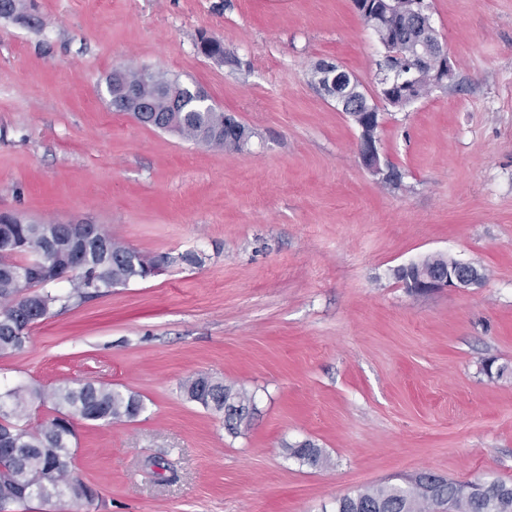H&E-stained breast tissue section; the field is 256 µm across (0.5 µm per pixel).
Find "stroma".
Listing matches in <instances>:
<instances>
[{"instance_id":"1","label":"stroma","mask_w":512,"mask_h":512,"mask_svg":"<svg viewBox=\"0 0 512 512\" xmlns=\"http://www.w3.org/2000/svg\"><path fill=\"white\" fill-rule=\"evenodd\" d=\"M425 2L454 79L380 104L396 186L311 78L331 61L377 96L384 48L352 0H31L32 20L0 17V212L203 258L54 312L0 356L2 383L93 381L146 405L79 424L93 505L19 512H334L420 472L512 482V0ZM203 32L227 59L201 53ZM116 67L200 86L253 138L231 152L113 112ZM437 254L483 282L405 288L398 268ZM201 372L255 393L239 433L181 392ZM305 439L326 466L289 456ZM358 154L362 166L373 176L386 181L389 175V162L385 158L378 137L362 133L358 144Z\"/></svg>"}]
</instances>
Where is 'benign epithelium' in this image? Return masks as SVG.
I'll list each match as a JSON object with an SVG mask.
<instances>
[{
    "label": "benign epithelium",
    "instance_id": "obj_1",
    "mask_svg": "<svg viewBox=\"0 0 512 512\" xmlns=\"http://www.w3.org/2000/svg\"><path fill=\"white\" fill-rule=\"evenodd\" d=\"M395 5L396 0H385L383 6L377 8L372 5V0H354L355 9L365 25L372 30L379 28L383 18L395 10ZM407 14L410 15V25L416 32V43L422 46L429 42L433 45V51L416 54L409 65L394 66L389 61H384L380 66V84L382 92L387 95L400 93L413 101L417 99L413 78L402 80L401 74L428 70L432 84L438 86L448 80L452 65L447 46L439 39L432 26L424 3L419 0ZM320 87L326 96L336 101V106L343 112L357 109L364 102V98L358 96L355 78L335 63L322 62ZM162 93L172 100L174 107L166 116L157 118L152 115L149 102L139 95L137 87L125 80L124 69L119 67L112 70V111L130 115L145 126L157 122L162 129L176 133L180 129L182 114L186 107L194 106L202 110L213 108L205 91L196 85H186L177 78L163 86ZM358 154L362 166L369 173L384 181L387 180L389 162L381 151L378 137L361 134ZM416 266L418 263L413 262L400 267V271L405 274V283L410 288L425 291L465 289L477 286L483 280V274L476 266L456 258L450 260L446 256L443 257L432 273L424 278L414 277Z\"/></svg>",
    "mask_w": 512,
    "mask_h": 512
}]
</instances>
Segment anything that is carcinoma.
<instances>
[{
	"instance_id": "obj_1",
	"label": "carcinoma",
	"mask_w": 512,
	"mask_h": 512,
	"mask_svg": "<svg viewBox=\"0 0 512 512\" xmlns=\"http://www.w3.org/2000/svg\"><path fill=\"white\" fill-rule=\"evenodd\" d=\"M410 28L395 14L385 20L381 41L404 55L411 53ZM127 79L142 95L154 96L163 73L144 75L127 69ZM224 113L191 111L179 135L200 142L203 129L216 130ZM90 240L81 225L9 224L0 235V356L21 352L32 328L53 309H65L103 294L115 284L126 286L149 279L158 255H146L96 227ZM181 389L190 402L205 409L224 411L227 403L244 411L224 419L230 433L238 432L254 410V395L207 374L186 379ZM11 407L0 403V512H12L32 498L51 504L67 497L84 506L99 498L97 488L70 476L72 440L77 421L110 425L132 422L144 411L142 397L88 381L78 387H47L31 381L8 388ZM46 407L51 415L29 424V408ZM290 456L311 466L326 463L322 450L309 441L288 446ZM384 484L336 499V512H512V484L499 479L460 482L438 478L433 494L418 484Z\"/></svg>"
}]
</instances>
